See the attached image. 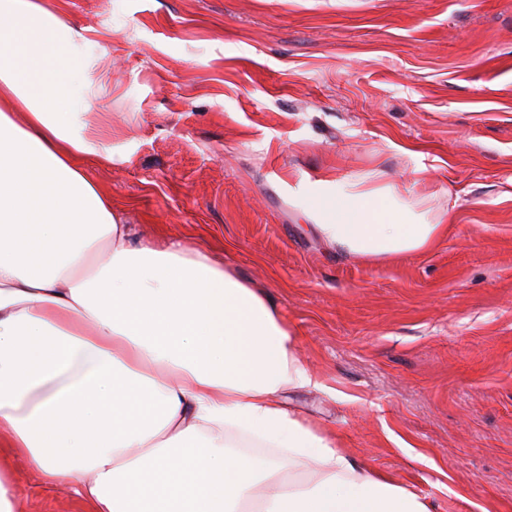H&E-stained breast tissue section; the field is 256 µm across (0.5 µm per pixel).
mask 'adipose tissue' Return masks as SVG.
<instances>
[{
	"instance_id": "adipose-tissue-1",
	"label": "adipose tissue",
	"mask_w": 512,
	"mask_h": 512,
	"mask_svg": "<svg viewBox=\"0 0 512 512\" xmlns=\"http://www.w3.org/2000/svg\"><path fill=\"white\" fill-rule=\"evenodd\" d=\"M100 89L59 9L0 0V512L12 457L88 512H212L219 475L223 512H430L288 407L316 381L264 294L184 243L134 241L80 165L112 161L107 127L76 125ZM47 184L59 217L38 222ZM307 195L326 245L364 260L448 231L374 169Z\"/></svg>"
}]
</instances>
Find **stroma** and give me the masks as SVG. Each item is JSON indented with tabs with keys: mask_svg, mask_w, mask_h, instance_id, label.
I'll return each mask as SVG.
<instances>
[{
	"mask_svg": "<svg viewBox=\"0 0 512 512\" xmlns=\"http://www.w3.org/2000/svg\"><path fill=\"white\" fill-rule=\"evenodd\" d=\"M107 77L79 124L137 239H184L274 303L287 392L431 512H512V0H51ZM379 169L451 207L431 249L330 250L297 190ZM16 512H85L23 464Z\"/></svg>",
	"mask_w": 512,
	"mask_h": 512,
	"instance_id": "1",
	"label": "stroma"
}]
</instances>
